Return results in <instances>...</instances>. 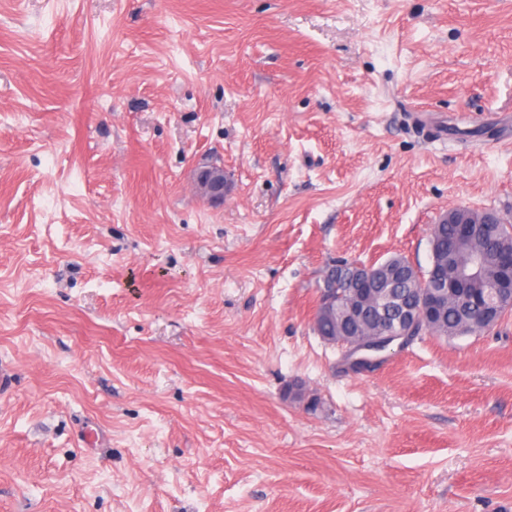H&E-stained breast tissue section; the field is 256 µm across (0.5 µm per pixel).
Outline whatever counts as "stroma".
<instances>
[{
  "mask_svg": "<svg viewBox=\"0 0 512 512\" xmlns=\"http://www.w3.org/2000/svg\"><path fill=\"white\" fill-rule=\"evenodd\" d=\"M454 207L512 213V0H0V512H512V312L313 330ZM199 185L209 201H223L225 186L224 167L215 163L206 166L200 172ZM372 265L347 266L345 263H337L331 266L322 279L319 290V309L321 314H332L336 310L337 298L341 296L338 287L344 285L349 288L346 299V307L353 318L363 316L367 311H375L379 317L381 326L377 335L358 334L350 337L346 342L347 354L351 356L347 366L351 370H367L384 357L382 353L392 350V346L399 349L404 346L411 333L422 324L429 322L430 316L435 310H440L445 301H448V288H455L456 283L462 279H473L480 284L497 282L495 276L489 275L482 267L480 261L475 259L470 266L460 268L451 284H448V262L442 259L432 269V277L435 280L433 290L425 291L420 301L410 307H405L400 320L388 325L384 319L386 315L383 305L377 306L372 295L371 288L379 282L393 283L402 274L395 260H388L375 269ZM498 307H512V283L507 287L505 283L495 284ZM344 298L338 299L337 305L341 307ZM511 309H502L496 316L497 322ZM388 348V350H387ZM391 348V349H390ZM461 297L469 304L475 306L472 308V317L465 318L461 315L458 308L453 303H448L441 315V322L436 327L435 331L429 328H424L422 331L415 332L417 338L422 333H430L435 336L443 337L446 339H454L467 335H473L488 330L480 320L481 310L477 309L483 288L481 285L477 288H457ZM414 338V339H415ZM414 339L411 341L413 342Z\"/></svg>",
  "mask_w": 512,
  "mask_h": 512,
  "instance_id": "35a3bbf8",
  "label": "stroma"
}]
</instances>
